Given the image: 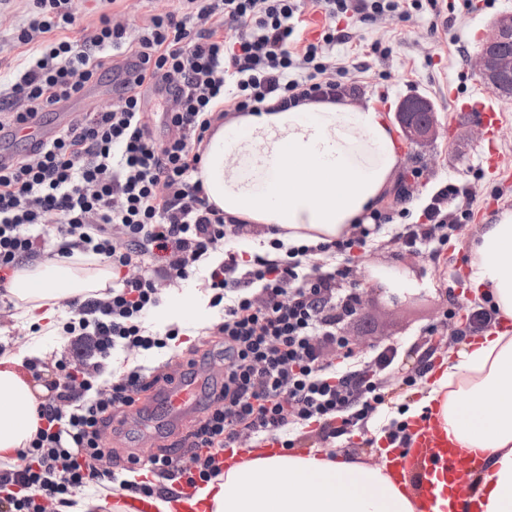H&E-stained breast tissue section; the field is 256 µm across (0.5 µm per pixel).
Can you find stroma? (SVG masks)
<instances>
[{"mask_svg":"<svg viewBox=\"0 0 512 512\" xmlns=\"http://www.w3.org/2000/svg\"><path fill=\"white\" fill-rule=\"evenodd\" d=\"M510 12L512 0H468L467 6L457 7L446 17L426 6L406 17L356 24L349 43L329 49L336 58L330 78L342 87L356 89L349 96V103L371 106L392 115L404 99L420 95L434 104L443 132L437 140L421 146L399 139V175L410 176L411 171L419 170L423 176L413 179L412 195L405 202L387 196L382 209L392 214V222L371 236L365 248L353 249L350 255V264L358 272L390 279L394 287L421 295L416 302L398 305L385 296L370 299L339 330L340 336L355 340L357 352L363 354L380 344L399 345V359L389 381L394 391L392 406L381 411L367 430L325 442L302 436L295 452L326 447L372 466L381 465L384 451L378 438L383 425L426 394L424 381L406 386L402 377L421 367L438 370L440 363L447 361L448 352L435 348L436 337L466 326L464 310L476 304L470 287L466 244L485 216L512 210V185L494 181L486 173L481 138L465 133L466 128H479L480 122L473 114L460 116L458 109L461 104L483 100L502 113L500 152L505 162L512 165V99L494 98L481 85L472 66L481 35L491 19ZM119 103L118 80L115 74L106 71L77 98L68 114L45 112L39 123L55 128L65 120L82 119L90 110ZM448 184L466 190L472 197L471 213L460 220L450 241L433 242L418 252H407L395 245L393 236L420 222L432 196ZM203 278L199 272L179 285L164 287L163 300L150 312L146 323L156 331L177 327L190 334L194 359L208 366L223 363L224 353L207 328L208 323L219 319L221 310L205 301ZM192 297L198 299V307L182 313V302ZM451 310L456 313L452 319L447 316ZM0 345L9 352L34 350L47 362L64 354L68 343L60 332H35L18 310H6L0 303ZM151 396V391L141 392V402L127 411L125 424L103 432L106 441L112 444V468L116 474H124L133 453L141 451L151 456L169 452L187 432L183 426L160 427V413H149L144 408Z\"/></svg>","mask_w":512,"mask_h":512,"instance_id":"stroma-1","label":"stroma"}]
</instances>
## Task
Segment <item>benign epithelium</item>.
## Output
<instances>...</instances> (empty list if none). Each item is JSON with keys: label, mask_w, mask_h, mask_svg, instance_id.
Returning <instances> with one entry per match:
<instances>
[{"label": "benign epithelium", "mask_w": 512, "mask_h": 512, "mask_svg": "<svg viewBox=\"0 0 512 512\" xmlns=\"http://www.w3.org/2000/svg\"><path fill=\"white\" fill-rule=\"evenodd\" d=\"M473 69L481 84L494 95L502 99L512 96V13L498 16L483 33ZM396 119L412 144L432 142L439 135L436 109L424 97L404 100Z\"/></svg>", "instance_id": "1"}]
</instances>
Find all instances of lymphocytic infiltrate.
Instances as JSON below:
<instances>
[{
  "instance_id": "lymphocytic-infiltrate-1",
  "label": "lymphocytic infiltrate",
  "mask_w": 512,
  "mask_h": 512,
  "mask_svg": "<svg viewBox=\"0 0 512 512\" xmlns=\"http://www.w3.org/2000/svg\"><path fill=\"white\" fill-rule=\"evenodd\" d=\"M438 0H178L174 12L137 29L101 13L81 38L68 30L80 19L72 0H31L20 29L22 50L9 66L15 80L0 99V130L21 128L39 113L81 96L107 65L123 59V103L100 107L67 125L50 142L0 165V292L21 261L42 256L40 232L53 227L67 251L112 264L110 288L69 305L66 355L30 370L45 393L41 426L17 462L0 459V512H44V503L67 505L98 488L145 497L154 481L173 476L195 486L222 473L216 454L242 437L272 436L294 447L311 429L326 440L367 426L393 392L386 384L398 357L395 345L373 348L360 360L325 361L328 348H345L338 328L355 315L358 289L342 287L350 267L324 268L310 255L331 257L365 244L357 236L303 247L284 259L248 261L225 250L223 211L209 204L196 173L203 142L232 112H259L268 100L278 108L344 97L328 79L330 46L348 42L347 16L372 23ZM320 11L319 37L304 38V15ZM160 95L154 137L144 110L147 92ZM459 189L440 188L424 211V223L400 237L408 248L447 241L459 215L448 208ZM209 264L206 289L224 307L212 327L224 346V385L213 408L190 431L183 454L144 460L139 483L117 478L102 426L115 409L133 406L145 386L140 368L114 374L115 349L164 348L166 338L143 325L162 297L156 277L178 283Z\"/></svg>"
}]
</instances>
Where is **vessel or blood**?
<instances>
[{
  "label": "vessel or blood",
  "mask_w": 512,
  "mask_h": 512,
  "mask_svg": "<svg viewBox=\"0 0 512 512\" xmlns=\"http://www.w3.org/2000/svg\"><path fill=\"white\" fill-rule=\"evenodd\" d=\"M479 116L491 132L485 146V163L491 172L511 181L512 167L503 164L494 137L502 115L488 106L480 109ZM209 375V370L185 363L157 392L155 399L163 406L169 422L179 424L192 417ZM390 459L395 478L414 485L418 512H479L476 501L467 495L449 496L447 507H438L435 493L438 481H445L451 487L460 486L469 474L482 468L483 462L480 457L459 450L437 430L431 416L423 415L413 422L408 445L392 449Z\"/></svg>",
  "instance_id": "b4317fda"
}]
</instances>
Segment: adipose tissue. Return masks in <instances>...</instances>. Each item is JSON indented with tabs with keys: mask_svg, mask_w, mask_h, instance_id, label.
<instances>
[{
	"mask_svg": "<svg viewBox=\"0 0 512 512\" xmlns=\"http://www.w3.org/2000/svg\"><path fill=\"white\" fill-rule=\"evenodd\" d=\"M386 113L348 102H306L278 112H245L221 124L203 156L209 203L225 218L282 228L280 248L314 246L368 223L400 161ZM234 163H227V156ZM476 297H491L512 319V211L488 217L469 246ZM112 268L56 257L15 269L8 299L33 323L50 319L56 300L108 288ZM20 354L0 357V454L26 448L35 434L44 389L19 372ZM423 404L449 439L480 454L482 470L468 490L480 512H512V332L494 328L465 343ZM209 512H417L408 484L389 467L342 452L270 454L246 451L223 476L199 483Z\"/></svg>",
	"mask_w": 512,
	"mask_h": 512,
	"instance_id": "adipose-tissue-1",
	"label": "adipose tissue"
}]
</instances>
